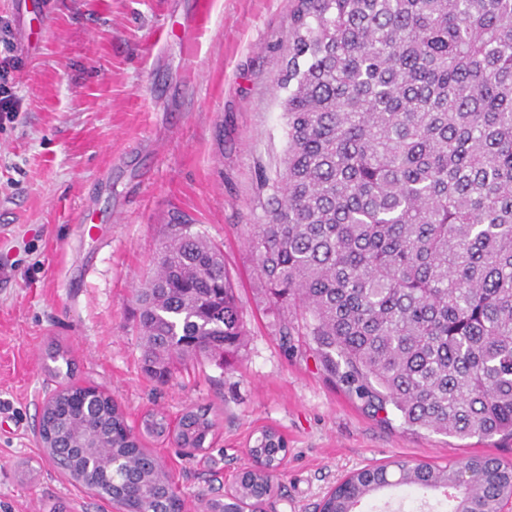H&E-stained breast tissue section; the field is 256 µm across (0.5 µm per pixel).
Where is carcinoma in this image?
I'll return each instance as SVG.
<instances>
[{"label":"carcinoma","mask_w":512,"mask_h":512,"mask_svg":"<svg viewBox=\"0 0 512 512\" xmlns=\"http://www.w3.org/2000/svg\"><path fill=\"white\" fill-rule=\"evenodd\" d=\"M288 147L266 221L249 225L271 303L300 317L323 366L405 425L459 438L512 437V0H297L281 78ZM144 371L166 383L178 365L227 364L246 328L224 254L176 224L157 270L135 289ZM71 400L46 410L63 431ZM95 415L126 457L136 512L180 506L122 413ZM214 423L188 409L148 435L202 449ZM273 472L286 454L264 430L251 448ZM508 469L470 457L444 467L363 468L325 503L353 512L403 486L454 490L448 512H488ZM273 489L254 471L235 497Z\"/></svg>","instance_id":"cac0c4a2"}]
</instances>
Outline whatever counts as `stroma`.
Listing matches in <instances>:
<instances>
[{
	"mask_svg": "<svg viewBox=\"0 0 512 512\" xmlns=\"http://www.w3.org/2000/svg\"><path fill=\"white\" fill-rule=\"evenodd\" d=\"M203 18L180 30L184 14ZM296 0H0V61L22 109L0 124V512H112L62 475L33 437L50 355L70 381L114 401L183 501L203 512L251 464L260 430L288 454L270 512H314L344 477L406 459L470 456L512 463V438H459L406 428L327 371L310 337L282 336L247 244L264 223L288 144L278 81ZM176 29L164 43L160 27ZM189 222L224 253L248 330L230 366H188L164 384L143 370L134 290L172 224ZM206 406L209 448L182 454L141 433L146 414L177 424ZM437 494L386 489L360 512H439Z\"/></svg>",
	"mask_w": 512,
	"mask_h": 512,
	"instance_id": "obj_1",
	"label": "stroma"
}]
</instances>
